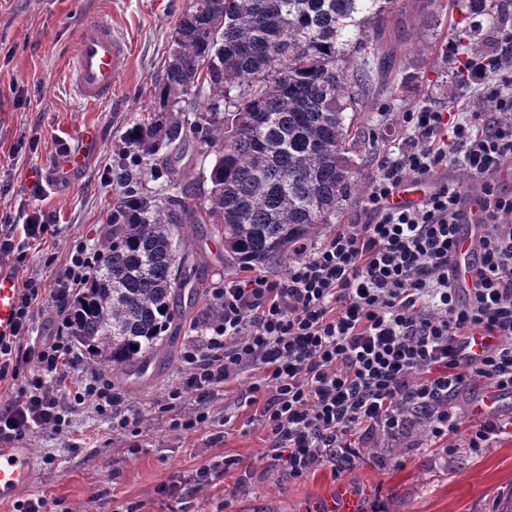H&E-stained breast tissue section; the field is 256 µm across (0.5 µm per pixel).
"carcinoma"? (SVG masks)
<instances>
[{
    "label": "carcinoma",
    "instance_id": "1",
    "mask_svg": "<svg viewBox=\"0 0 512 512\" xmlns=\"http://www.w3.org/2000/svg\"><path fill=\"white\" fill-rule=\"evenodd\" d=\"M379 0H195L178 20L147 118L127 128L128 154L112 169L119 193L101 230V265L66 310L68 335L94 369L140 373L180 314L194 305L205 270L181 232L207 224L229 263L283 265L295 246L326 232L359 190L350 68L341 38L384 41ZM199 143L211 156L187 191L182 164ZM164 183L151 191L145 176ZM221 303L193 329L218 321Z\"/></svg>",
    "mask_w": 512,
    "mask_h": 512
}]
</instances>
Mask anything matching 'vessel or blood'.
Masks as SVG:
<instances>
[{
	"label": "vessel or blood",
	"mask_w": 512,
	"mask_h": 512,
	"mask_svg": "<svg viewBox=\"0 0 512 512\" xmlns=\"http://www.w3.org/2000/svg\"><path fill=\"white\" fill-rule=\"evenodd\" d=\"M129 61V44L123 34L102 18L87 21L77 37V48L69 63L72 86L79 103L96 106L112 98L116 76ZM86 154L70 149L61 156L53 169L31 167L26 175L29 188L40 191L46 185L70 182L83 172ZM477 232L465 235L457 255V274L454 286L469 292L474 284L475 268L479 262L476 250ZM18 283L12 268L0 263V336H10L16 322ZM34 451L27 443L18 441L0 448V502L13 499L16 492L31 486L34 476ZM336 512H362L359 496L351 487L338 485L335 490Z\"/></svg>",
	"instance_id": "obj_1"
}]
</instances>
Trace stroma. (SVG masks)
<instances>
[{
  "label": "stroma",
  "instance_id": "obj_1",
  "mask_svg": "<svg viewBox=\"0 0 512 512\" xmlns=\"http://www.w3.org/2000/svg\"><path fill=\"white\" fill-rule=\"evenodd\" d=\"M193 4L0 0V217L19 224L37 213L49 225L44 242L27 248L20 259H9L18 279L54 280L64 272L75 242L97 247L119 193L111 172L123 152L122 136L147 114L175 23ZM499 10V0H486L485 12L477 16L462 13L457 0H392L391 66L358 94L359 123L369 135L353 151L362 189L344 202L337 224L359 223L364 189L378 172L379 158L409 135L400 123L402 113L423 105L487 111L475 89L458 79L465 54L451 59L446 48L474 29L480 52L493 51L501 28H512V18L497 22ZM95 18L109 20L131 47L115 94L101 109L78 104L67 66L81 27ZM452 86L458 89L455 104L448 100ZM89 126L96 127L98 143L81 177L43 194L31 192L26 171L36 165L53 169ZM186 242L194 261L204 265L210 287H223L228 276L256 273L252 267L226 265L217 236L190 232ZM193 336L185 322L167 329L163 362L141 376L104 371L122 395L128 429L113 428L111 419L87 403L73 406L69 432L44 429L26 435L35 451L34 486L20 492L19 500H44L47 512H126L130 507L138 512H333L332 491L344 483L360 495L363 512H493L498 499L512 493V404L496 408L506 430L488 447L466 448L464 431L456 434L451 452L423 427L408 438L380 434L367 442L350 469L336 473L323 465L295 481L281 479L279 470L260 462L267 448L258 421L262 406L252 403L249 391L256 368L226 383L212 404V425L173 430V414L164 405L184 371L181 353ZM133 441L138 450L131 453L127 447ZM225 456L254 463L247 492L238 491L240 471L233 468L192 495H159L160 486Z\"/></svg>",
  "mask_w": 512,
  "mask_h": 512
}]
</instances>
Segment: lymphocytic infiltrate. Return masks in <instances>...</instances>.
I'll return each instance as SVG.
<instances>
[{
	"mask_svg": "<svg viewBox=\"0 0 512 512\" xmlns=\"http://www.w3.org/2000/svg\"><path fill=\"white\" fill-rule=\"evenodd\" d=\"M511 55L512 30L506 29L494 51L465 64L467 81L480 87L493 111L424 106L403 113L413 135L380 159L365 223L302 244L284 278H228L215 289L222 317L189 341L184 373L168 393V409H178L188 393L198 405L176 418L174 429L211 424L217 389L247 367L262 368L250 392L264 398L266 464L298 479L317 465L338 471L354 465L359 450L347 439L354 430L370 440L423 423L434 439L447 440L460 423L452 400L470 376L512 393V190L497 178L512 160V75L498 71L501 57ZM455 161L476 181L482 228L479 268L464 297L453 286L466 219L462 187L440 181L416 206L389 204L400 185ZM99 264L98 252L74 246L53 284L58 309ZM41 288L34 277L23 284L14 332L0 339V380L21 381L18 399L0 405V437L62 432L73 403H92L113 426L126 427L122 396L111 381L86 377L67 397L56 388V380L78 368L80 356L62 328L48 341H30ZM477 332L496 342L473 360L462 350Z\"/></svg>",
	"mask_w": 512,
	"mask_h": 512,
	"instance_id": "obj_1",
	"label": "lymphocytic infiltrate"
}]
</instances>
